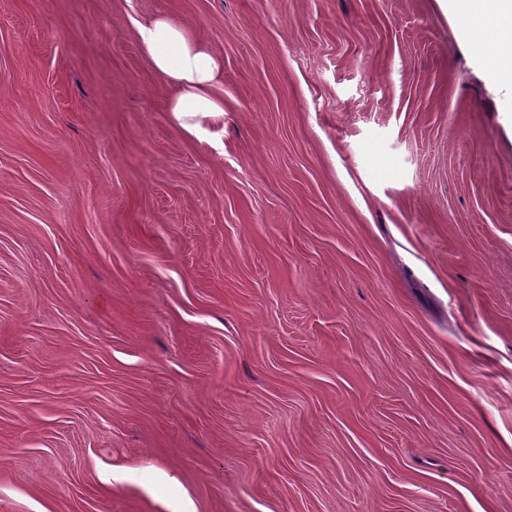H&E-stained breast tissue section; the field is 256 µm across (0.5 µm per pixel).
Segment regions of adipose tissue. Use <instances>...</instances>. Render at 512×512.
I'll list each match as a JSON object with an SVG mask.
<instances>
[{
  "label": "adipose tissue",
  "mask_w": 512,
  "mask_h": 512,
  "mask_svg": "<svg viewBox=\"0 0 512 512\" xmlns=\"http://www.w3.org/2000/svg\"><path fill=\"white\" fill-rule=\"evenodd\" d=\"M136 36L151 70L173 90L168 110L188 133L205 141L219 138L224 99V61L191 28L165 12L137 23Z\"/></svg>",
  "instance_id": "1"
}]
</instances>
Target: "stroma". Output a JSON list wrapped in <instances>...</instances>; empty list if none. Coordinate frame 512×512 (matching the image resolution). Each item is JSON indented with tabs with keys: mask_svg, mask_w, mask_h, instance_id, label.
<instances>
[{
	"mask_svg": "<svg viewBox=\"0 0 512 512\" xmlns=\"http://www.w3.org/2000/svg\"><path fill=\"white\" fill-rule=\"evenodd\" d=\"M224 60V134L135 25ZM448 0H0V512H512V86ZM136 36L151 70L173 89L168 112L197 138H219L224 97L215 90L223 82L224 60L191 28L165 12L137 23Z\"/></svg>",
	"mask_w": 512,
	"mask_h": 512,
	"instance_id": "stroma-1",
	"label": "stroma"
}]
</instances>
